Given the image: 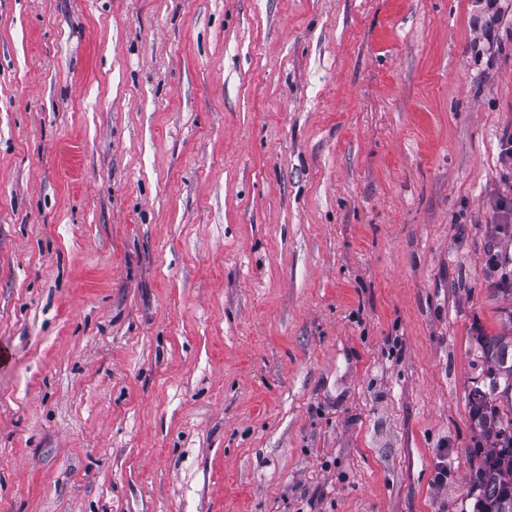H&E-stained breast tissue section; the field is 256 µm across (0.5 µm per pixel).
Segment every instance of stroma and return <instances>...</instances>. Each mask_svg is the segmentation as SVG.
<instances>
[{"label":"stroma","mask_w":512,"mask_h":512,"mask_svg":"<svg viewBox=\"0 0 512 512\" xmlns=\"http://www.w3.org/2000/svg\"><path fill=\"white\" fill-rule=\"evenodd\" d=\"M511 139L512 0H0V512H473Z\"/></svg>","instance_id":"1"}]
</instances>
